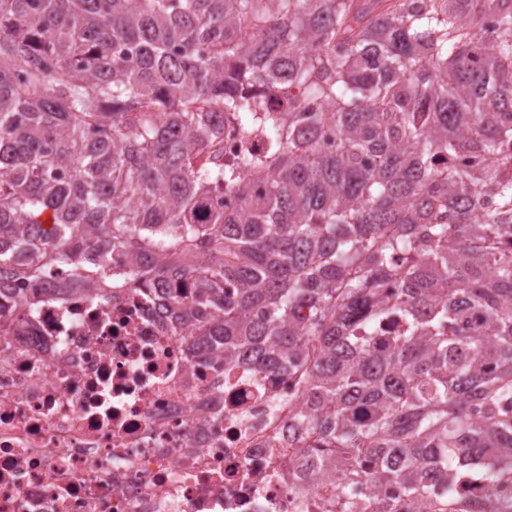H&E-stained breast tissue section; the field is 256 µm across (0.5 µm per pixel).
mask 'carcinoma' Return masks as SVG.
Here are the masks:
<instances>
[{
    "label": "carcinoma",
    "instance_id": "cac0c4a2",
    "mask_svg": "<svg viewBox=\"0 0 512 512\" xmlns=\"http://www.w3.org/2000/svg\"><path fill=\"white\" fill-rule=\"evenodd\" d=\"M78 243L195 347L296 356L376 512H463L512 476V0H0V274L84 280Z\"/></svg>",
    "mask_w": 512,
    "mask_h": 512
}]
</instances>
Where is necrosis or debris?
I'll return each mask as SVG.
<instances>
[{"label": "necrosis or debris", "mask_w": 512, "mask_h": 512, "mask_svg": "<svg viewBox=\"0 0 512 512\" xmlns=\"http://www.w3.org/2000/svg\"><path fill=\"white\" fill-rule=\"evenodd\" d=\"M90 289L37 280L0 342V512H375L396 493L311 463L295 370L192 348L193 323L106 254Z\"/></svg>", "instance_id": "4bbe7bcc"}]
</instances>
